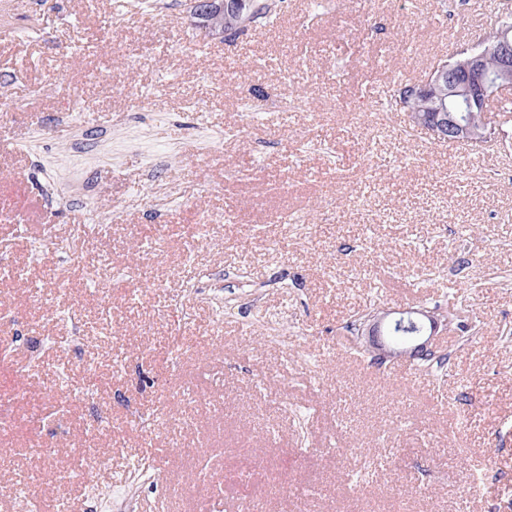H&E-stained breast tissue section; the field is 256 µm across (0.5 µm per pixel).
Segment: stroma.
Listing matches in <instances>:
<instances>
[{"label":"stroma","instance_id":"1","mask_svg":"<svg viewBox=\"0 0 512 512\" xmlns=\"http://www.w3.org/2000/svg\"><path fill=\"white\" fill-rule=\"evenodd\" d=\"M305 2L231 39L190 0L0 12V258L22 272L0 279V397L18 399L0 512L26 494L93 512L117 473L136 512L512 506V182L491 176L512 145L435 142L371 93L471 45L476 18ZM104 266L106 306L87 274ZM220 267L246 280L217 305L202 273ZM454 305L442 380L350 349L373 307Z\"/></svg>","mask_w":512,"mask_h":512}]
</instances>
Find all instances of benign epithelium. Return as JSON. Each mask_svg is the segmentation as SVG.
<instances>
[{
  "mask_svg": "<svg viewBox=\"0 0 512 512\" xmlns=\"http://www.w3.org/2000/svg\"><path fill=\"white\" fill-rule=\"evenodd\" d=\"M246 0H196V26L204 29L202 19L212 12L241 14ZM456 61L448 68L433 71L426 83L448 82V109L439 108L425 130L433 140L467 147L489 139V135L463 122L458 113L485 111L489 100L512 86V28L503 26L489 44L476 43L453 53ZM453 324L449 315L436 309L418 308L394 311L380 308L369 314L359 330V342L379 363L387 361H424L433 353L435 336Z\"/></svg>",
  "mask_w": 512,
  "mask_h": 512,
  "instance_id": "1",
  "label": "benign epithelium"
}]
</instances>
